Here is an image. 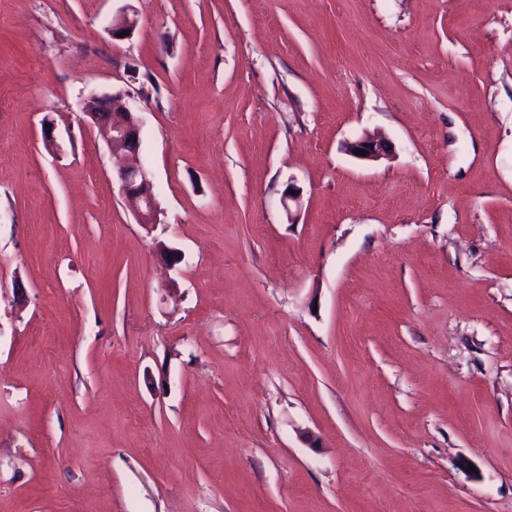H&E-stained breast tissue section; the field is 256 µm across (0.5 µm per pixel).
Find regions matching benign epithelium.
<instances>
[{"label": "benign epithelium", "mask_w": 512, "mask_h": 512, "mask_svg": "<svg viewBox=\"0 0 512 512\" xmlns=\"http://www.w3.org/2000/svg\"><path fill=\"white\" fill-rule=\"evenodd\" d=\"M137 18L123 12L112 20V39L119 34L133 32ZM86 116L103 130L110 151L123 158L112 171V179L119 184L122 194L134 202L136 223L151 227L158 223V210L153 184L146 170L136 163L141 146L142 121L135 107L124 100L123 95L97 97L86 103ZM349 151H366V160H378L389 153L388 143L372 137H363L348 146Z\"/></svg>", "instance_id": "1"}]
</instances>
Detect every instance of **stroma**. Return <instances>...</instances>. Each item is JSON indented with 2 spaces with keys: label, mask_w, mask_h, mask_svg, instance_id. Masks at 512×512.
Segmentation results:
<instances>
[{
  "label": "stroma",
  "mask_w": 512,
  "mask_h": 512,
  "mask_svg": "<svg viewBox=\"0 0 512 512\" xmlns=\"http://www.w3.org/2000/svg\"><path fill=\"white\" fill-rule=\"evenodd\" d=\"M0 512H512V0H0ZM86 116L103 130L110 151L123 158L112 171L122 194L134 202L137 224H158L153 184L146 170L136 163L141 146L142 121L135 107L120 93L93 98L84 107ZM348 149L353 156L372 161L381 159L390 152L387 142L368 136L350 143ZM354 150H364L366 151V156L358 155L354 153Z\"/></svg>",
  "instance_id": "35a3bbf8"
}]
</instances>
